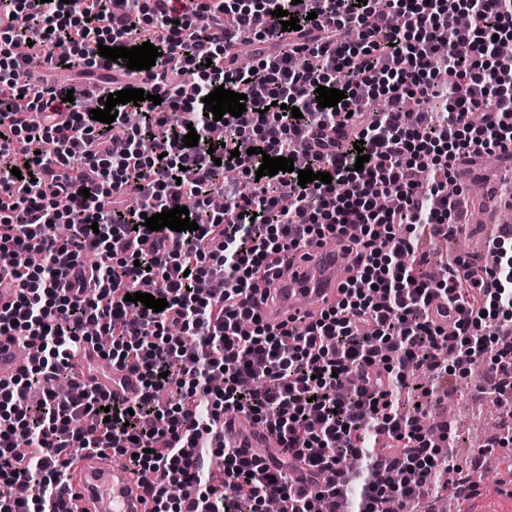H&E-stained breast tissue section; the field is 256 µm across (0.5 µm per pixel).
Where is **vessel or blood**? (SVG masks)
Here are the masks:
<instances>
[{"label": "vessel or blood", "instance_id": "obj_1", "mask_svg": "<svg viewBox=\"0 0 512 512\" xmlns=\"http://www.w3.org/2000/svg\"><path fill=\"white\" fill-rule=\"evenodd\" d=\"M348 266L340 240L333 238L313 245L306 258L297 260L295 275L283 279L276 301L266 300L258 293L253 302L276 323L289 317H312L335 299L349 276ZM19 344V337L0 336L1 383L10 382L18 372ZM86 382L108 388L118 401L135 397L139 389L137 376L127 370L116 372L111 378L90 376ZM146 479V474L134 470L127 457L83 454L67 470L63 484L65 508L67 512H151L153 503L144 492Z\"/></svg>", "mask_w": 512, "mask_h": 512}]
</instances>
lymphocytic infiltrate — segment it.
<instances>
[{
	"instance_id": "lymphocytic-infiltrate-1",
	"label": "lymphocytic infiltrate",
	"mask_w": 512,
	"mask_h": 512,
	"mask_svg": "<svg viewBox=\"0 0 512 512\" xmlns=\"http://www.w3.org/2000/svg\"><path fill=\"white\" fill-rule=\"evenodd\" d=\"M386 2L0 0V82L20 93L0 100V261L15 290L0 334L39 347L0 385V483L18 489L0 512H66L57 489L71 449L132 446V466L160 476L149 487L155 512H184L188 502L194 512H267L273 501L281 512H337L343 501L348 512H386L391 501L407 512L448 468L447 427H424L419 412L399 408L408 372L479 363L499 397L512 395L506 241L494 243L488 285L456 266L434 279L398 260L419 235L451 223L458 163L512 153V56L499 51L512 41V0ZM278 8L301 28L274 44ZM246 40L256 46L248 67L236 55ZM58 42L68 55L52 52ZM145 42L159 51L146 76L159 78L151 92L161 104L118 105L106 124L86 108L85 91L54 78L66 68L102 86L92 100L104 108L108 94L143 83L99 45ZM36 59L50 86L32 84ZM220 86L246 94L241 116L208 117L203 99ZM321 86L346 97L320 107ZM341 126L351 139L336 140ZM191 129L199 143L187 147ZM308 138L317 144L308 168L331 183L303 187L294 171L257 177L263 155L292 157ZM359 141L369 160L358 170ZM23 166L29 175H12ZM219 186L224 207L214 210ZM381 196L395 206L380 210ZM178 205L197 230L147 229V216ZM353 225V273L320 318L275 323L252 305L292 269L293 253ZM136 292L168 305L130 302ZM438 299L455 311L451 325L433 315ZM102 338L100 358L139 376L125 402L73 370ZM59 377L77 394L49 389ZM170 386L178 400L161 405ZM230 417L263 424L275 456L217 442ZM215 456L218 489L209 483Z\"/></svg>"
}]
</instances>
